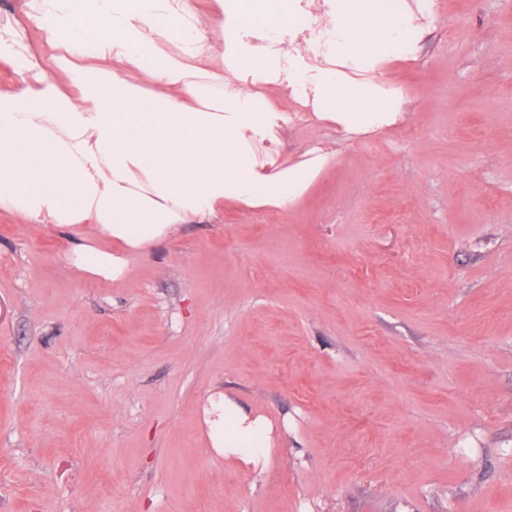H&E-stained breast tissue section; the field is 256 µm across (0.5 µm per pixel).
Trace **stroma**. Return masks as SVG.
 Wrapping results in <instances>:
<instances>
[{
	"label": "stroma",
	"mask_w": 512,
	"mask_h": 512,
	"mask_svg": "<svg viewBox=\"0 0 512 512\" xmlns=\"http://www.w3.org/2000/svg\"><path fill=\"white\" fill-rule=\"evenodd\" d=\"M398 120L277 97L276 224L236 203L117 281L0 216V512H512V0H403ZM226 393L277 446L211 448Z\"/></svg>",
	"instance_id": "1"
}]
</instances>
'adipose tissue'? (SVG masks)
<instances>
[{
	"instance_id": "1",
	"label": "adipose tissue",
	"mask_w": 512,
	"mask_h": 512,
	"mask_svg": "<svg viewBox=\"0 0 512 512\" xmlns=\"http://www.w3.org/2000/svg\"><path fill=\"white\" fill-rule=\"evenodd\" d=\"M324 4L311 39L327 57L374 70L412 53L415 17L393 0ZM20 12L0 24L15 77L0 89V215L74 233L70 259L93 277L121 279L129 255L225 202L285 210L302 196L315 172L284 165L288 115L267 85L313 97L316 119L352 132L398 117L399 89L306 62L303 0H22ZM205 422L225 459L267 466L268 418L219 394Z\"/></svg>"
}]
</instances>
